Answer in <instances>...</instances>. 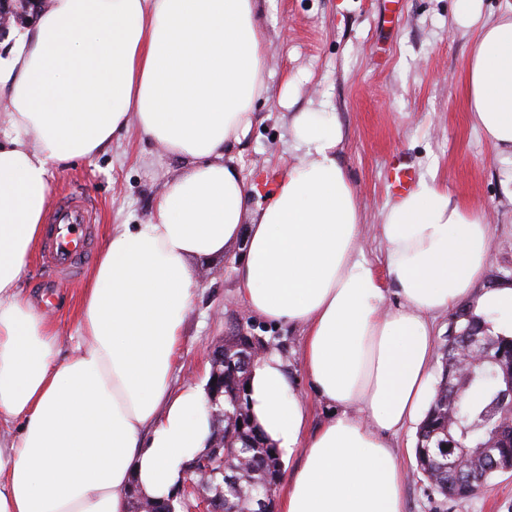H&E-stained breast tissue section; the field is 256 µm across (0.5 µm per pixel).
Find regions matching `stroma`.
Segmentation results:
<instances>
[{"label":"stroma","mask_w":512,"mask_h":512,"mask_svg":"<svg viewBox=\"0 0 512 512\" xmlns=\"http://www.w3.org/2000/svg\"><path fill=\"white\" fill-rule=\"evenodd\" d=\"M459 13V0H275L261 25L269 93L255 104L251 133L229 150L240 176L256 187L253 204L263 203L299 158L289 132L293 114L332 112L343 131L339 160L364 224L363 255L378 273L386 271L379 226L391 201L389 163L399 153L418 176L448 183L461 202L485 216L491 226L487 269L512 275V156L467 118L466 65L478 27ZM179 172L162 146L133 129L105 152L53 172L48 202L72 193L96 201L97 254L116 225L146 223ZM243 251L237 243L224 256L196 263L198 287L172 385L208 381L209 343L237 333L258 336L282 356L291 383L309 403L311 424H318L327 408L304 374L301 330L256 317L235 295L234 267ZM88 274L84 268L62 278L37 257L22 279L38 309L57 321L65 356ZM416 434L410 426L391 438L406 471V512H512L511 472L494 474L463 503L431 487L416 469Z\"/></svg>","instance_id":"35a3bbf8"}]
</instances>
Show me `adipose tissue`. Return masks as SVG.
<instances>
[{
	"label": "adipose tissue",
	"instance_id": "adipose-tissue-1",
	"mask_svg": "<svg viewBox=\"0 0 512 512\" xmlns=\"http://www.w3.org/2000/svg\"><path fill=\"white\" fill-rule=\"evenodd\" d=\"M274 0H42L0 52V512H127L131 487L167 498L208 448L205 391L171 388L194 264L236 242V295L301 329L303 369L331 409L310 426L275 351L250 374L256 425L295 458L280 512H404L392 436L423 414L433 320L469 299L490 226L424 179L383 213L388 280L363 225L332 113L299 112L300 157L257 214L227 151L267 93L260 19ZM470 120L512 152V14L481 24ZM137 129L184 163L148 222L106 238L82 291L73 353L21 280L43 235L50 177ZM396 303H389V295Z\"/></svg>",
	"mask_w": 512,
	"mask_h": 512
}]
</instances>
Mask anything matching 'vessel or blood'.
<instances>
[{"label":"vessel or blood","instance_id":"b4317fda","mask_svg":"<svg viewBox=\"0 0 512 512\" xmlns=\"http://www.w3.org/2000/svg\"><path fill=\"white\" fill-rule=\"evenodd\" d=\"M392 187L397 194L409 192L417 180L414 167L403 157L391 160ZM91 224L89 204L82 198H63L55 207L46 231V258L59 273H76L89 257L86 230Z\"/></svg>","mask_w":512,"mask_h":512}]
</instances>
